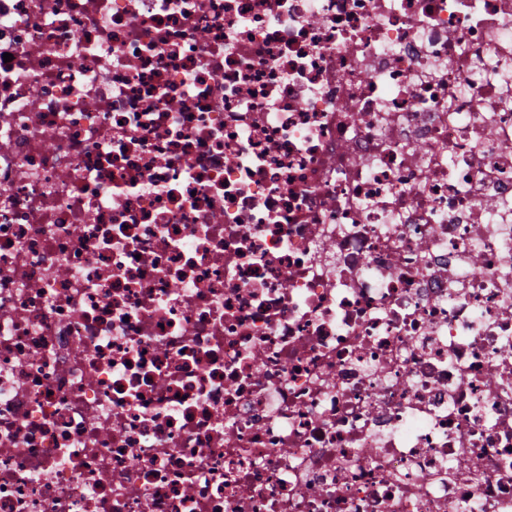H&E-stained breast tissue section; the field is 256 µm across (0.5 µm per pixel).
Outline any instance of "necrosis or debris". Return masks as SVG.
Wrapping results in <instances>:
<instances>
[{
    "label": "necrosis or debris",
    "mask_w": 512,
    "mask_h": 512,
    "mask_svg": "<svg viewBox=\"0 0 512 512\" xmlns=\"http://www.w3.org/2000/svg\"><path fill=\"white\" fill-rule=\"evenodd\" d=\"M0 512H512V0H0Z\"/></svg>",
    "instance_id": "4bbe7bcc"
}]
</instances>
